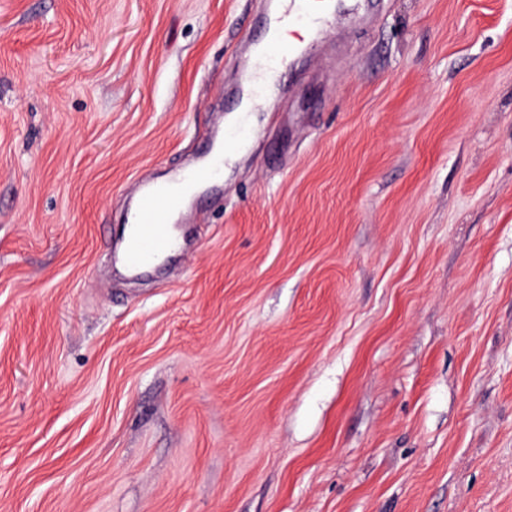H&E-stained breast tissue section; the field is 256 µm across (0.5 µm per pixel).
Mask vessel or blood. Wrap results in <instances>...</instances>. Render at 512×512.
<instances>
[{
	"instance_id": "1",
	"label": "vessel or blood",
	"mask_w": 512,
	"mask_h": 512,
	"mask_svg": "<svg viewBox=\"0 0 512 512\" xmlns=\"http://www.w3.org/2000/svg\"><path fill=\"white\" fill-rule=\"evenodd\" d=\"M288 15L292 21L311 24L325 20L316 0H289ZM288 50L276 38L269 36L264 42L261 57L264 64L258 74L271 80L276 69L283 65ZM224 167L222 152L213 153L202 167L188 171L180 185L158 187L146 192L132 215L137 232L126 244L124 259L129 268L140 269L154 264L158 257L175 247L172 216L178 206L182 187L211 183L218 179Z\"/></svg>"
}]
</instances>
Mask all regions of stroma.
I'll return each instance as SVG.
<instances>
[{"label":"stroma","instance_id":"35a3bbf8","mask_svg":"<svg viewBox=\"0 0 512 512\" xmlns=\"http://www.w3.org/2000/svg\"><path fill=\"white\" fill-rule=\"evenodd\" d=\"M270 7L0 0V512H512V0ZM288 17L296 23H324L323 9H318L315 0H289ZM268 35L269 38L264 42L260 56L256 58V65H259L262 59H265L264 64L261 69L255 71L267 84L271 81L276 69L284 65L282 56L290 57L294 51L293 45H289L288 49L282 46L281 41L275 36V27L272 23H269L265 38ZM224 167V153L215 152L202 167L188 171L177 186L158 187L146 192L132 215L138 231L126 244L124 259L131 269L146 268L158 257L175 248L172 216L178 206L181 190L215 182Z\"/></svg>","mask_w":512,"mask_h":512}]
</instances>
